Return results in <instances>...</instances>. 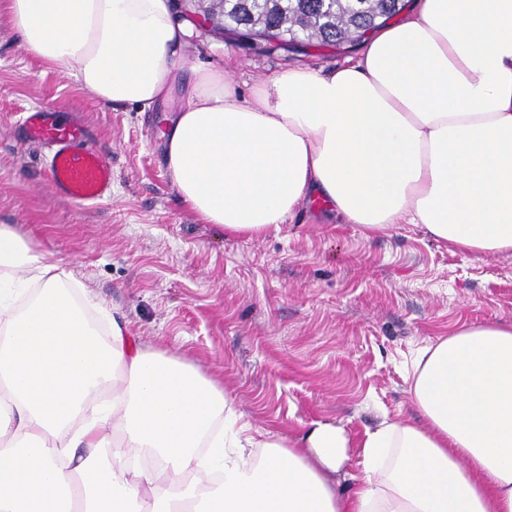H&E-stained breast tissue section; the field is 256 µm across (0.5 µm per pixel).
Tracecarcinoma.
<instances>
[{"label":"carcinoma","instance_id":"carcinoma-1","mask_svg":"<svg viewBox=\"0 0 512 512\" xmlns=\"http://www.w3.org/2000/svg\"><path fill=\"white\" fill-rule=\"evenodd\" d=\"M401 0H218L223 31L237 34L277 28L326 46L354 45L368 31L399 15Z\"/></svg>","mask_w":512,"mask_h":512}]
</instances>
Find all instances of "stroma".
Instances as JSON below:
<instances>
[{
    "mask_svg": "<svg viewBox=\"0 0 512 512\" xmlns=\"http://www.w3.org/2000/svg\"><path fill=\"white\" fill-rule=\"evenodd\" d=\"M363 50L286 51L214 27L185 54L217 68L232 55L246 98L288 67L328 70ZM50 104L78 113L108 153L111 201H65L46 182L43 151L16 125L24 109ZM166 117L161 107L100 106L28 55L0 18V225L71 270L75 298H91L140 348L214 379L251 424L292 437L333 421L356 441L386 419L419 422L410 390L419 351L464 323L512 322V253L455 250L420 224L374 234L305 202L259 237L203 223L166 168Z\"/></svg>",
    "mask_w": 512,
    "mask_h": 512,
    "instance_id": "stroma-1",
    "label": "stroma"
}]
</instances>
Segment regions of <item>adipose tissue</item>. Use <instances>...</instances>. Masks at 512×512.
I'll return each mask as SVG.
<instances>
[{"label": "adipose tissue", "mask_w": 512, "mask_h": 512, "mask_svg": "<svg viewBox=\"0 0 512 512\" xmlns=\"http://www.w3.org/2000/svg\"><path fill=\"white\" fill-rule=\"evenodd\" d=\"M23 48L101 106L172 112L167 170L204 222L249 238L319 197L374 232L423 225L452 248L512 252V0H423L360 58L296 65L241 98L187 66L174 0H0ZM51 255L0 226V512H512V323L424 347L422 424L349 439L244 422L186 361L101 338ZM37 290L25 307L16 295Z\"/></svg>", "instance_id": "ef3b65f1"}]
</instances>
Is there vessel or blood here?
<instances>
[{"label":"vessel or blood","instance_id":"vessel-or-blood-1","mask_svg":"<svg viewBox=\"0 0 512 512\" xmlns=\"http://www.w3.org/2000/svg\"><path fill=\"white\" fill-rule=\"evenodd\" d=\"M24 141L44 150L53 192L68 201L97 205L112 197V162L71 112L29 108L18 120Z\"/></svg>","mask_w":512,"mask_h":512}]
</instances>
